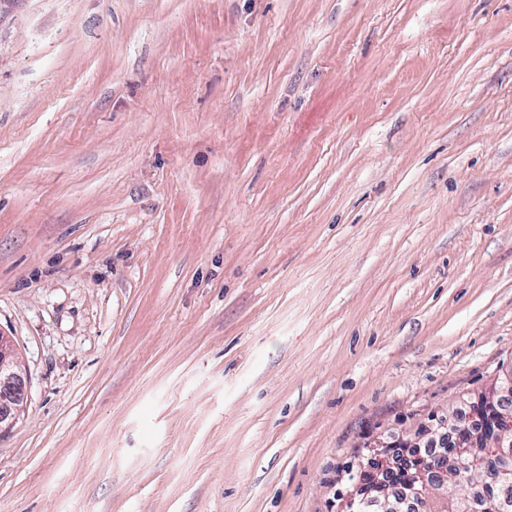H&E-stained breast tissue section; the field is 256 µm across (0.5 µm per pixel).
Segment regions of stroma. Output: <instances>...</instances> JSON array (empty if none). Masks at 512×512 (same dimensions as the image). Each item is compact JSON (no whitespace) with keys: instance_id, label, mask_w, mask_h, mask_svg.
<instances>
[{"instance_id":"stroma-1","label":"stroma","mask_w":512,"mask_h":512,"mask_svg":"<svg viewBox=\"0 0 512 512\" xmlns=\"http://www.w3.org/2000/svg\"><path fill=\"white\" fill-rule=\"evenodd\" d=\"M0 512H340L512 367V0H0ZM25 398V379L11 342L0 336V429L10 426Z\"/></svg>"}]
</instances>
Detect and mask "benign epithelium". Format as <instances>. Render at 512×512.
I'll return each instance as SVG.
<instances>
[{"label":"benign epithelium","instance_id":"7a95c632","mask_svg":"<svg viewBox=\"0 0 512 512\" xmlns=\"http://www.w3.org/2000/svg\"><path fill=\"white\" fill-rule=\"evenodd\" d=\"M25 398V379L11 342L0 336V428L13 423ZM495 416L493 427L486 432L461 436L456 424L438 422L430 433L441 438L453 436L438 448L437 456L424 457L406 453L394 457L396 448L420 447V433L408 434L399 440L376 439L369 443L367 461L359 471L367 474L352 484L344 502L343 512H357L364 503L376 506L378 512H404V504L412 501L427 510V500L435 489H448V477L453 474L458 459L464 454L473 457L472 466L483 469L489 460L498 462L500 469L512 468V373L500 385L482 394L470 408L469 420ZM398 472L409 474L402 497H392L391 479Z\"/></svg>","mask_w":512,"mask_h":512}]
</instances>
